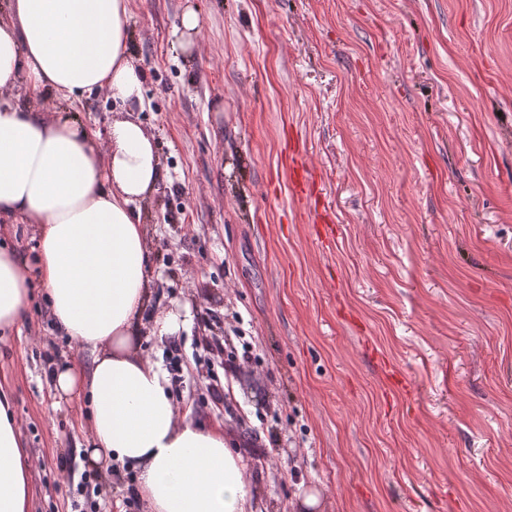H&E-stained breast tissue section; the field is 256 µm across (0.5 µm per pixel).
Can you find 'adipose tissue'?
Instances as JSON below:
<instances>
[{"instance_id":"ef3b65f1","label":"adipose tissue","mask_w":512,"mask_h":512,"mask_svg":"<svg viewBox=\"0 0 512 512\" xmlns=\"http://www.w3.org/2000/svg\"><path fill=\"white\" fill-rule=\"evenodd\" d=\"M130 0H7L0 8V220L32 229L34 255L0 238V333L20 329L41 288L58 331L89 351L51 378L57 402L88 408L97 468L136 474L147 512H248L247 465L222 426L179 413L161 362L142 359V330H182L181 311L154 315L150 249L138 205L158 189L153 138L137 121H113L108 145L79 123L22 102L20 83L62 98L106 93L143 100L129 57ZM30 460L0 390V512H30Z\"/></svg>"}]
</instances>
